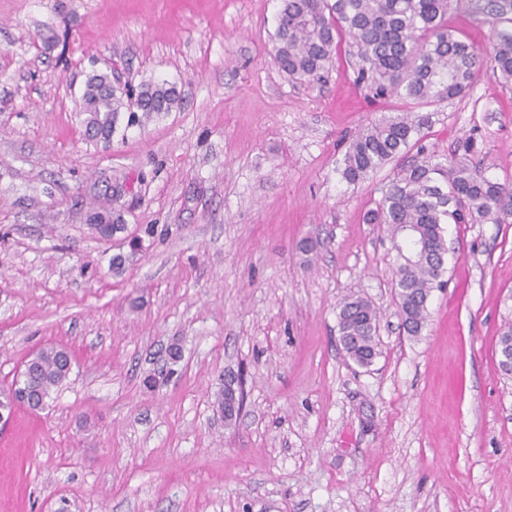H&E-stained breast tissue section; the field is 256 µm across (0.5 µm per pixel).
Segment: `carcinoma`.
<instances>
[{
	"instance_id": "carcinoma-1",
	"label": "carcinoma",
	"mask_w": 512,
	"mask_h": 512,
	"mask_svg": "<svg viewBox=\"0 0 512 512\" xmlns=\"http://www.w3.org/2000/svg\"><path fill=\"white\" fill-rule=\"evenodd\" d=\"M460 7L492 16L488 53L448 30V12ZM349 41L366 64L362 79L377 97H395L401 113L362 130L350 143L343 176L358 181L408 151L429 116L415 109L465 94L474 74L512 82V0H282L273 35L274 60L296 82L320 81L341 42ZM175 86L144 81L138 91L106 74L88 79L80 98L85 132L110 141L120 131L158 119L180 104ZM473 143L446 162L425 156L394 174L369 224H384L396 252V299L407 333L420 335L431 292L443 285L448 243L445 224H512V182L486 176L472 161ZM103 235L123 228L117 210L90 215ZM377 311L359 297L339 306L340 343L350 360L372 363L378 349ZM25 388L47 402L68 377L71 357L50 346L28 360Z\"/></svg>"
}]
</instances>
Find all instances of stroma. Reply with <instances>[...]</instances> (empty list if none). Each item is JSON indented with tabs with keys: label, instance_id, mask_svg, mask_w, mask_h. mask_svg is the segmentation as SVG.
I'll return each instance as SVG.
<instances>
[{
	"label": "stroma",
	"instance_id": "obj_1",
	"mask_svg": "<svg viewBox=\"0 0 512 512\" xmlns=\"http://www.w3.org/2000/svg\"><path fill=\"white\" fill-rule=\"evenodd\" d=\"M280 6L0 0V390L41 348L73 358L45 409L0 431V512H512V224L446 225L444 285L408 335L386 228L364 221L396 168L342 176L400 104L368 98L346 43L321 81L289 79ZM448 27L489 49L490 16ZM112 72L181 104L90 140L84 83ZM427 113L422 152L471 139L512 180V83L476 73ZM113 208L124 229L100 237L88 217ZM351 295L379 313L368 367L339 343ZM228 372L245 396L229 424Z\"/></svg>",
	"mask_w": 512,
	"mask_h": 512
}]
</instances>
